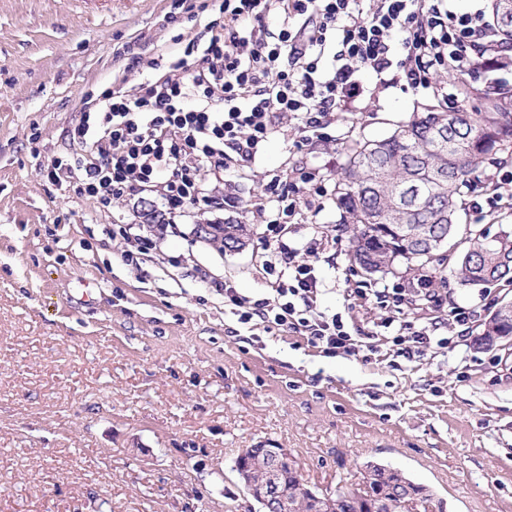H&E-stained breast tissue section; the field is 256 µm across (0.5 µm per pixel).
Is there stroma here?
I'll use <instances>...</instances> for the list:
<instances>
[{
	"label": "stroma",
	"mask_w": 512,
	"mask_h": 512,
	"mask_svg": "<svg viewBox=\"0 0 512 512\" xmlns=\"http://www.w3.org/2000/svg\"><path fill=\"white\" fill-rule=\"evenodd\" d=\"M210 0H0V512H253L234 469L245 448L290 449L305 483L358 488L364 465L401 469L444 512H512V357L477 341L512 286L465 288L431 279L440 307L406 304L400 321L439 319L448 346L394 368L378 353L324 356L306 339L248 330L186 267L135 270L106 227L132 205L103 209L57 189L44 170L101 95L132 41L145 48L190 37ZM358 108L332 119L329 141L298 150L294 131L250 168L227 174L223 216L250 225L245 248L219 251L194 232L197 211L162 249L189 256L244 295L267 296L257 269L266 226L262 184L286 168L316 167L326 187L283 242L321 240L311 259L320 308L370 333L382 311L358 288L416 287L422 273H363L338 233L335 182L356 141L389 135L427 105L479 107L485 71L444 92L360 79ZM472 87L473 95L461 92ZM512 199L468 194L464 223L496 233Z\"/></svg>",
	"instance_id": "35a3bbf8"
}]
</instances>
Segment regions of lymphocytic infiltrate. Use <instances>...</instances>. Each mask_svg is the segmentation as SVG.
<instances>
[{"label":"lymphocytic infiltrate","mask_w":512,"mask_h":512,"mask_svg":"<svg viewBox=\"0 0 512 512\" xmlns=\"http://www.w3.org/2000/svg\"><path fill=\"white\" fill-rule=\"evenodd\" d=\"M214 7L218 18L197 19L184 47L131 52L128 67L142 74L140 83L128 86L117 73L103 98L85 96L65 155L46 169L52 184L101 205L136 200L132 221L108 232L121 237V260L135 269L166 264L161 244L178 233L175 217L223 209L225 172L255 163L283 135L285 118L294 121L296 147L328 140L331 117L360 89L359 72L394 68L407 88L428 90L437 70L508 52L483 11L460 15L449 0H214ZM287 185L273 177L257 205L262 213L274 203L267 228L275 240L300 211ZM262 272L274 286L255 299L192 267L240 325L305 337L329 356L356 351L342 314L319 310L315 267L298 249L270 250ZM394 343V358L411 362L446 341L422 323Z\"/></svg>","instance_id":"1"}]
</instances>
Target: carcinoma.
I'll use <instances>...</instances> for the list:
<instances>
[{"mask_svg": "<svg viewBox=\"0 0 512 512\" xmlns=\"http://www.w3.org/2000/svg\"><path fill=\"white\" fill-rule=\"evenodd\" d=\"M480 109L438 111L425 107L408 123L381 139H362L350 149L336 181V205L342 211L336 231L349 234L354 263L367 273H392L404 261L432 270L445 282L448 249L462 234L467 243L453 273L460 286L512 282V234L502 237L494 251L486 238L463 229L462 197L484 187L483 170L512 151V94L499 87L482 92ZM209 235L223 249L246 244V224L227 221L208 225ZM424 228L443 249L419 256L407 254V236ZM237 459L250 462L253 483L267 475V457L260 448H245ZM279 479L289 497L308 496L299 465H285ZM331 502L329 512H365L366 503L380 504L379 512H409L432 495H408L389 489L387 481L364 476V487L320 493Z\"/></svg>", "mask_w": 512, "mask_h": 512, "instance_id": "carcinoma-1", "label": "carcinoma"}]
</instances>
